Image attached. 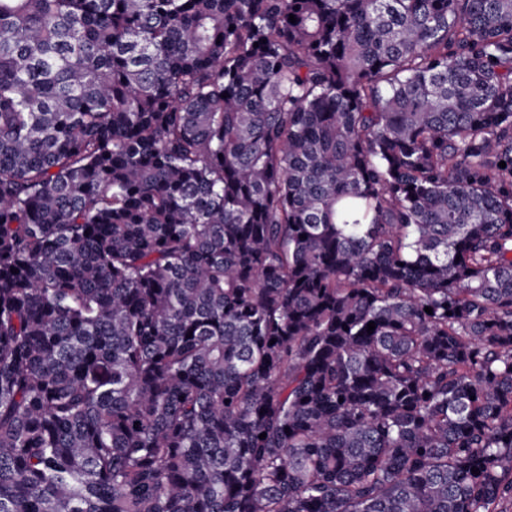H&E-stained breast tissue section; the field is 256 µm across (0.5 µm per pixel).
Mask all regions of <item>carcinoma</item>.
Returning a JSON list of instances; mask_svg holds the SVG:
<instances>
[{
    "instance_id": "1",
    "label": "carcinoma",
    "mask_w": 512,
    "mask_h": 512,
    "mask_svg": "<svg viewBox=\"0 0 512 512\" xmlns=\"http://www.w3.org/2000/svg\"><path fill=\"white\" fill-rule=\"evenodd\" d=\"M0 512H512V0H0Z\"/></svg>"
}]
</instances>
